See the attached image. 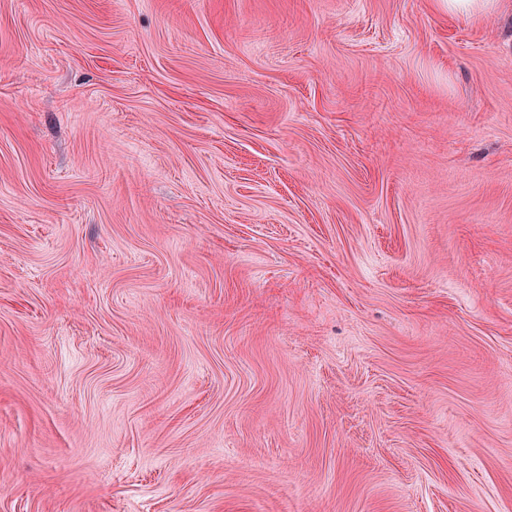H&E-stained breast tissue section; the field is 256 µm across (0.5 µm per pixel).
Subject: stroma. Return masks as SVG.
Segmentation results:
<instances>
[{
    "label": "stroma",
    "mask_w": 512,
    "mask_h": 512,
    "mask_svg": "<svg viewBox=\"0 0 512 512\" xmlns=\"http://www.w3.org/2000/svg\"><path fill=\"white\" fill-rule=\"evenodd\" d=\"M0 512H512V0H0ZM495 0H448L449 14H485L494 7Z\"/></svg>",
    "instance_id": "1"
}]
</instances>
